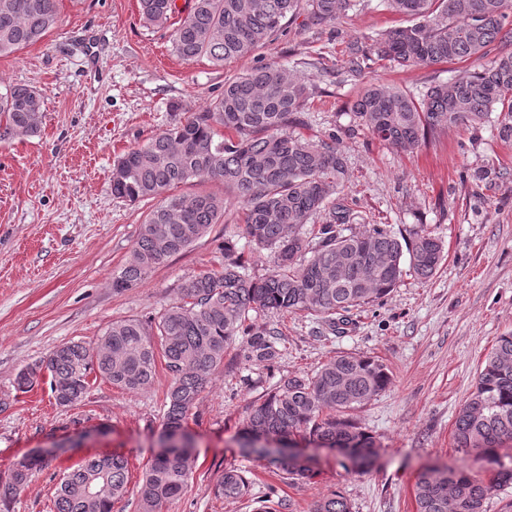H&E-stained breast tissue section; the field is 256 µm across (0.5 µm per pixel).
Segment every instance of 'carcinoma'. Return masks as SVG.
I'll return each mask as SVG.
<instances>
[{"label": "carcinoma", "mask_w": 512, "mask_h": 512, "mask_svg": "<svg viewBox=\"0 0 512 512\" xmlns=\"http://www.w3.org/2000/svg\"><path fill=\"white\" fill-rule=\"evenodd\" d=\"M386 8L414 20L363 48L352 49L349 70L387 60L401 68L451 63L498 52L480 70L435 83L420 97L370 82L352 112L358 126L395 149H415L450 127L477 128L497 113V137L512 144V0H384ZM351 0H189L187 13L170 34L173 53L183 61L207 59L216 66L250 55L275 39L283 26L304 14L315 26L336 20ZM145 24L165 27L180 9L176 0H139ZM59 0H0V56L11 55L47 36L59 22ZM311 95L307 82L278 62L257 66L224 81V90L203 112L175 120L113 164L112 194L131 202L153 201L138 240L112 288L121 292L144 280L151 269L203 238L224 213V199L209 193L174 194L194 180L221 182L240 204L247 243L273 253L274 269L252 278L241 259L224 247V270L185 281L180 301L154 324L138 319L112 323L94 345L67 342L22 370L15 381L23 392L50 378L57 404L72 406L86 393L90 374L128 390L152 384L156 358L171 377L163 430L180 433L224 353L247 331L250 313L303 311L334 334L352 325L351 314L385 297L403 275L404 258L421 280L445 259L442 239L425 227L400 239L386 224L352 232L354 200L344 192L346 162L336 135L309 140L291 132ZM42 99L26 84L0 89V141L36 136ZM315 218L313 237L306 233ZM253 333L251 351L270 359L276 341ZM390 384L386 367L369 357L341 354L313 375L288 377L249 408L241 444L246 456L264 458L294 483L315 472L284 453L253 447L260 437H301L337 448L355 466L373 453L374 442L353 413ZM454 439L460 450L499 461L498 449L512 440V334L501 336L478 373L474 391L458 410ZM194 459L184 449L156 455L145 469L138 512H162L186 488ZM41 461L16 464L0 498L14 499ZM512 488V468L489 479L431 469L413 486L416 512H484L492 493ZM249 483L226 469L217 491L226 498L247 494ZM130 493L129 461L95 455L62 473L54 512H112ZM313 512H351L347 498L333 492Z\"/></svg>", "instance_id": "obj_1"}]
</instances>
